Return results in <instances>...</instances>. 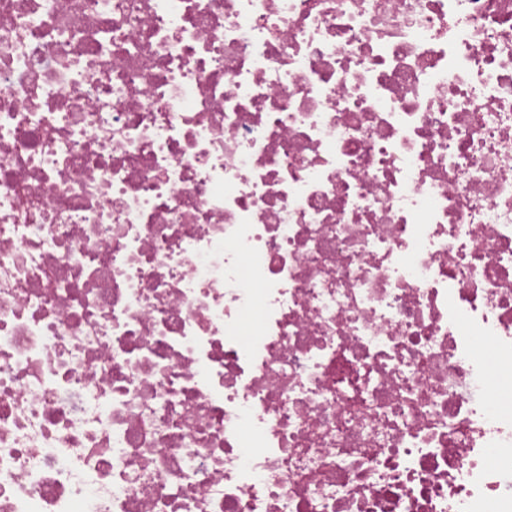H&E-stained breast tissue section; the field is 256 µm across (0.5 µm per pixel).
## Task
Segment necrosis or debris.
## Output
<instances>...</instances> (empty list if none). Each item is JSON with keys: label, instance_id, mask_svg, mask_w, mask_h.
Here are the masks:
<instances>
[{"label": "necrosis or debris", "instance_id": "necrosis-or-debris-1", "mask_svg": "<svg viewBox=\"0 0 512 512\" xmlns=\"http://www.w3.org/2000/svg\"><path fill=\"white\" fill-rule=\"evenodd\" d=\"M0 512H512V0H0Z\"/></svg>", "mask_w": 512, "mask_h": 512}]
</instances>
